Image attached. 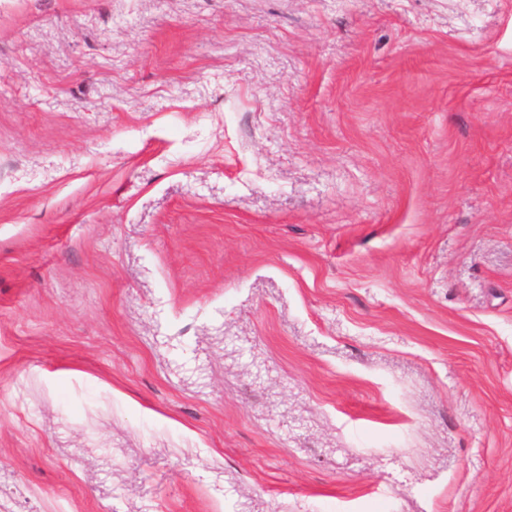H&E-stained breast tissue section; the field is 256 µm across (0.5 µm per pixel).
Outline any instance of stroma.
I'll list each match as a JSON object with an SVG mask.
<instances>
[{
    "mask_svg": "<svg viewBox=\"0 0 512 512\" xmlns=\"http://www.w3.org/2000/svg\"><path fill=\"white\" fill-rule=\"evenodd\" d=\"M0 512H512V0H0Z\"/></svg>",
    "mask_w": 512,
    "mask_h": 512,
    "instance_id": "stroma-1",
    "label": "stroma"
}]
</instances>
